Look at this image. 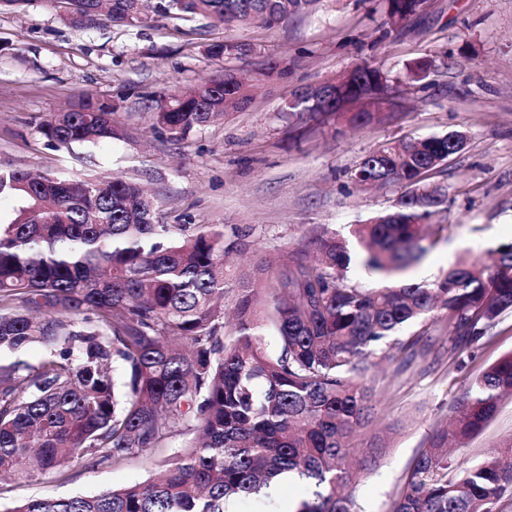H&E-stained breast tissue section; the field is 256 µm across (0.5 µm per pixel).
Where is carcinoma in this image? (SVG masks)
Listing matches in <instances>:
<instances>
[{"instance_id":"carcinoma-1","label":"carcinoma","mask_w":512,"mask_h":512,"mask_svg":"<svg viewBox=\"0 0 512 512\" xmlns=\"http://www.w3.org/2000/svg\"><path fill=\"white\" fill-rule=\"evenodd\" d=\"M42 0H0L23 13ZM75 26L105 16L136 27L155 16L205 18L274 30L321 0H49ZM391 30L426 0H386ZM253 47L226 38L206 54L228 63ZM430 59L405 66L404 82L436 73ZM336 95L288 119L335 116L351 126L392 114L399 81L364 62L331 80ZM251 101L227 71L157 101L159 125L181 139ZM112 103L87 95L50 115L40 133L57 147L118 136ZM451 130L379 146L351 173L397 185L388 208L352 225L325 224L308 248L277 267L232 275L242 246L224 226L161 224L153 199L119 175L71 179L0 167V197L19 207L0 220V478L66 476L73 462L121 466L190 436L152 480L93 495L30 498L5 512H229L240 498H270L292 476L310 488L292 512H356L354 488L385 446L372 431L378 360L403 364L430 351L429 330L448 327V364L492 346L512 316V241L489 262L461 260L439 279L405 277L448 225V187L434 180L462 152ZM357 264L377 280L351 282ZM419 326L398 337L405 326ZM33 346L41 359H23ZM512 396V351L477 372L451 423H436L412 460L389 512H500L512 499V436L461 468L449 446L479 434Z\"/></svg>"}]
</instances>
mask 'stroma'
<instances>
[{"mask_svg": "<svg viewBox=\"0 0 512 512\" xmlns=\"http://www.w3.org/2000/svg\"><path fill=\"white\" fill-rule=\"evenodd\" d=\"M383 0H324L312 14L268 30L224 28L204 20L156 18L149 26L75 27L63 23L44 0L22 14L0 13V167L70 177L117 174L145 186L163 224H220L239 233L243 265L296 251L314 226L345 235L350 224L390 204L396 187L357 188L351 171L381 144L460 130L468 142L452 157L444 181L451 204L448 238L422 264L426 279L460 260L484 259L512 240V0H427L424 10L383 37ZM244 41L254 54L235 69L257 80L255 97L186 139L175 140L156 123L157 99L222 74L208 43ZM442 62L426 85L401 87L395 119L352 127L341 121L288 124L281 109L297 88L342 74L363 59L391 78L421 57ZM287 62L284 80L262 77L266 64ZM91 95L111 101L117 138L66 150L41 135L45 116ZM497 342L449 371L438 349L406 368L384 363L376 373L381 422L397 420L378 465L365 473L354 495L359 512H388L413 456L434 421L461 398L469 377L512 351V316ZM512 434V400L504 401L482 433L455 452L462 466ZM169 449L120 467L71 465L67 480L38 474L8 485L0 503L33 496L91 495L143 483Z\"/></svg>", "mask_w": 512, "mask_h": 512, "instance_id": "obj_1", "label": "stroma"}]
</instances>
